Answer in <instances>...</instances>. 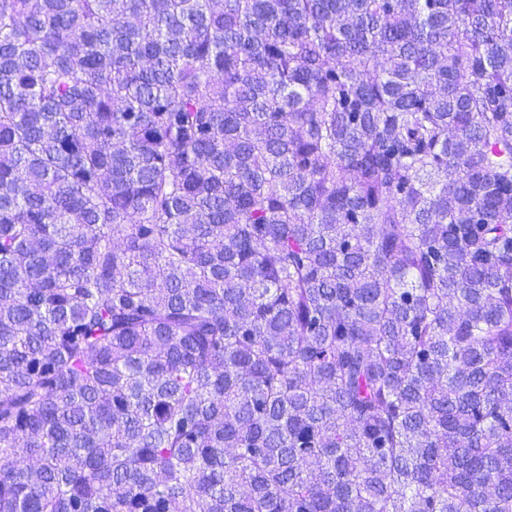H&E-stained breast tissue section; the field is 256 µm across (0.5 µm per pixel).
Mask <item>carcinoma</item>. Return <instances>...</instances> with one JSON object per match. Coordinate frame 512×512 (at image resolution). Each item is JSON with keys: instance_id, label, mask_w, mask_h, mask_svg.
<instances>
[{"instance_id": "cac0c4a2", "label": "carcinoma", "mask_w": 512, "mask_h": 512, "mask_svg": "<svg viewBox=\"0 0 512 512\" xmlns=\"http://www.w3.org/2000/svg\"><path fill=\"white\" fill-rule=\"evenodd\" d=\"M0 512H512V0H0Z\"/></svg>"}]
</instances>
